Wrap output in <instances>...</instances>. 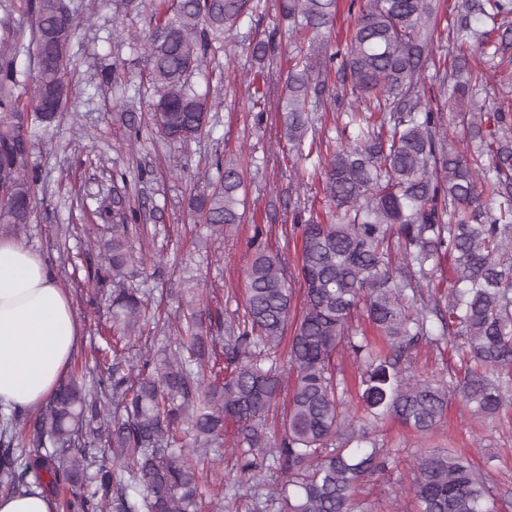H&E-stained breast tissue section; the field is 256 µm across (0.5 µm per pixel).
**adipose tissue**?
<instances>
[{
  "label": "adipose tissue",
  "instance_id": "1",
  "mask_svg": "<svg viewBox=\"0 0 512 512\" xmlns=\"http://www.w3.org/2000/svg\"><path fill=\"white\" fill-rule=\"evenodd\" d=\"M80 339L71 298L43 256L0 239V415L39 410L63 382Z\"/></svg>",
  "mask_w": 512,
  "mask_h": 512
}]
</instances>
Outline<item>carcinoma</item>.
Returning a JSON list of instances; mask_svg holds the SVG:
<instances>
[{"label":"carcinoma","instance_id":"obj_1","mask_svg":"<svg viewBox=\"0 0 512 512\" xmlns=\"http://www.w3.org/2000/svg\"><path fill=\"white\" fill-rule=\"evenodd\" d=\"M339 0H279L300 52L287 60L282 132L309 145L321 161L328 215L310 214L299 231L297 272L282 252L257 251L245 271L243 315L200 307L193 295L180 322L179 347L142 360L137 380L112 344L97 348L108 384L85 389L73 377L28 423L29 449L0 452V484L74 491L68 512H198L201 473L193 447L235 455L238 480L267 488L263 501L235 512H354L361 485L399 460L380 438L391 418L420 436L446 417L448 397L471 416L496 418L512 391V104L476 100L486 68L499 80L512 64L492 34L509 25L512 0H454L448 32H438L431 0H361L346 52L313 59L302 52L331 26ZM262 0H171L150 10L143 35L142 78L157 96L152 133L189 145L210 122L212 105L192 84L212 66L224 38L248 43L260 66L276 55L273 35L240 31ZM491 22L479 30L473 23ZM28 24L30 41L18 38ZM81 24L73 0H0V224L31 222L37 175L34 140L49 132L71 96V47ZM33 71L18 66L20 54ZM340 61L337 70L332 64ZM214 67V66H212ZM434 73H429V69ZM214 70L221 71L216 66ZM343 93H326L331 73ZM468 98L454 118L467 143L448 138L442 106L431 93ZM356 138L330 146L309 113L341 108ZM216 176L187 207L222 234L244 221L247 192L239 166L214 160ZM137 216L113 202L107 264L98 289L112 286V339L141 320L143 300L129 280L146 258L128 245ZM448 259L447 293L435 286ZM298 281L303 292L294 313ZM362 312L382 344L353 332ZM458 345L459 380L436 381L414 370L421 343ZM357 363L364 403L356 415L336 364ZM283 403L284 433L269 437L267 417ZM106 439L112 456L97 447ZM393 491L396 512H495L489 479L464 454L426 449ZM142 486L140 497L128 488Z\"/></svg>","mask_w":512,"mask_h":512}]
</instances>
